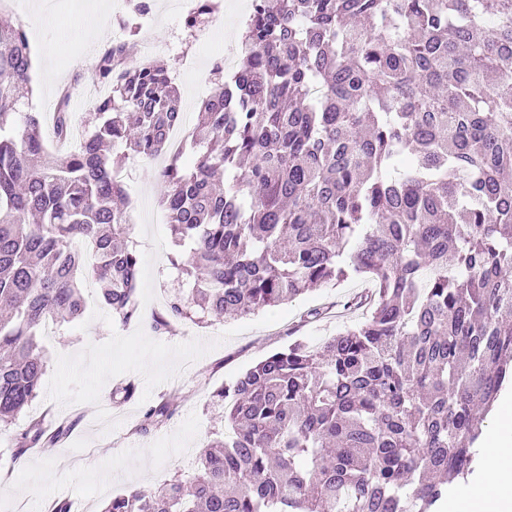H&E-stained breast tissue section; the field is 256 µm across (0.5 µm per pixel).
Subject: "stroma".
Returning <instances> with one entry per match:
<instances>
[{"instance_id": "stroma-1", "label": "stroma", "mask_w": 512, "mask_h": 512, "mask_svg": "<svg viewBox=\"0 0 512 512\" xmlns=\"http://www.w3.org/2000/svg\"><path fill=\"white\" fill-rule=\"evenodd\" d=\"M52 19L34 20L33 0H0V21L23 20L31 55L49 62L56 75H31L40 90L39 110L53 111L60 91H72L70 107L83 129L93 126L91 103L100 88L95 64L112 43H127L140 58L146 43L157 45L155 61L176 68L179 54L193 56L188 74L177 76L182 96V125L192 130L201 100L222 82L213 69L216 53L240 54L241 16L249 0H224L222 19L203 16L192 29L180 22L178 0H155L148 28L135 30L121 0H104V38L100 21L89 19L82 0H49ZM165 157L129 155L120 172L127 197L125 211L134 226L131 245L140 259L136 298L139 317L124 324L112 315L97 288L84 289L85 309L43 339L45 373L37 398L11 423L0 426V512H45L47 503L82 501L86 512H102L107 501L131 489L158 486L172 476H192L199 453L223 432L217 389L235 381L258 359L301 339L316 345L358 322L361 311L346 309L365 281L351 279L315 289L293 301L247 317L183 321L155 327L173 295L188 294L190 284L173 265L188 246L173 243L169 217L161 206L158 172ZM327 309L325 318L306 320L307 310ZM123 379L134 380L135 396L117 402L113 393ZM178 399L166 426L137 432L144 413L161 395ZM47 423L69 422V439L53 454L33 452L12 460V441L30 417Z\"/></svg>"}]
</instances>
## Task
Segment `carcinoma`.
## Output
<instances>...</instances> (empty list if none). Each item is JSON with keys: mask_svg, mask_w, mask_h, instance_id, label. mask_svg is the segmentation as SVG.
I'll return each mask as SVG.
<instances>
[{"mask_svg": "<svg viewBox=\"0 0 512 512\" xmlns=\"http://www.w3.org/2000/svg\"><path fill=\"white\" fill-rule=\"evenodd\" d=\"M244 30L242 65L192 131L206 151L160 174L174 242L193 244L173 265L194 287L156 326L355 277L373 284L347 302L364 320L255 362L216 392L224 434L194 476L102 512H437L512 379V0H252ZM31 70L25 24L0 25V423L37 396L43 325L82 313L78 243L112 316L137 318L109 147L155 157L181 119L167 67L117 43L96 62L109 92L93 129L51 152ZM176 410L161 397L138 431ZM66 434L34 417L13 456Z\"/></svg>", "mask_w": 512, "mask_h": 512, "instance_id": "obj_1", "label": "carcinoma"}]
</instances>
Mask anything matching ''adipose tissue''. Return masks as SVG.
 Wrapping results in <instances>:
<instances>
[{"label": "adipose tissue", "instance_id": "obj_1", "mask_svg": "<svg viewBox=\"0 0 512 512\" xmlns=\"http://www.w3.org/2000/svg\"><path fill=\"white\" fill-rule=\"evenodd\" d=\"M481 476L448 502L447 512H512V403L502 402L483 440Z\"/></svg>", "mask_w": 512, "mask_h": 512}]
</instances>
